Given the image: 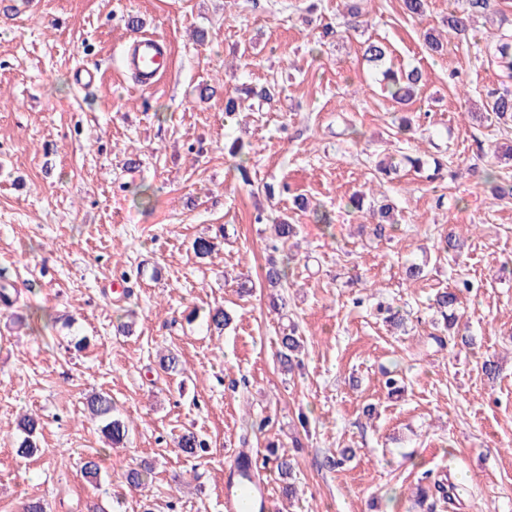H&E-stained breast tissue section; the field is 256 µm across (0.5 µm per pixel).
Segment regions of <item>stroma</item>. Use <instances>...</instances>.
<instances>
[{
	"instance_id": "stroma-1",
	"label": "stroma",
	"mask_w": 512,
	"mask_h": 512,
	"mask_svg": "<svg viewBox=\"0 0 512 512\" xmlns=\"http://www.w3.org/2000/svg\"><path fill=\"white\" fill-rule=\"evenodd\" d=\"M310 1L6 0L18 12L0 16V270L14 287L0 303V512L30 499L46 512H224L231 451L259 457L271 439L294 461L296 495L286 499L267 465L269 512H512V275L499 272L512 261V202L480 176L512 177L502 156L512 128L475 118L500 81L483 48L512 28V0H491L468 38L449 36L434 57L423 32L447 34L463 0H428L415 19L401 0H363L369 26L317 52L312 34L342 25L348 0H314L311 14ZM137 30L171 48V72L151 88L123 65ZM369 39L393 68L422 70L407 105L364 61ZM83 66L99 72L92 88L73 80ZM272 81V105L226 118L237 88ZM405 112L410 139L396 132ZM237 138L247 185L227 150ZM399 152L442 160V177H381L377 161ZM356 193L393 203L397 228L374 236L348 205ZM297 195L332 224L296 209ZM260 211L298 227L277 291L265 281L273 236ZM450 232L464 242L453 260L439 248ZM200 236L217 244L204 259L192 250ZM413 263L416 281L405 275ZM243 277L250 293L236 286ZM460 279L471 288L457 332L470 342L442 350L430 303ZM382 298L407 314L406 333L374 316ZM216 307L232 318L220 333L204 319ZM287 324L304 345L289 374L276 358ZM169 352L180 372L161 368ZM389 375L400 394L388 395ZM94 391L128 423L125 446L106 448L86 408ZM30 413L39 450L21 458L17 425ZM188 432L204 452L177 448ZM91 457L93 482L81 471ZM140 466L153 469L144 492L124 482ZM427 475L467 493L418 505Z\"/></svg>"
}]
</instances>
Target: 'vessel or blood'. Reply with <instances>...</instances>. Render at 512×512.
I'll list each match as a JSON object with an SVG mask.
<instances>
[{"label": "vessel or blood", "mask_w": 512, "mask_h": 512, "mask_svg": "<svg viewBox=\"0 0 512 512\" xmlns=\"http://www.w3.org/2000/svg\"><path fill=\"white\" fill-rule=\"evenodd\" d=\"M126 69L143 87L156 85L167 74L171 57L159 37L139 34L128 43L124 55ZM268 486L253 471V456L238 449L225 468L224 512H267Z\"/></svg>", "instance_id": "obj_1"}]
</instances>
